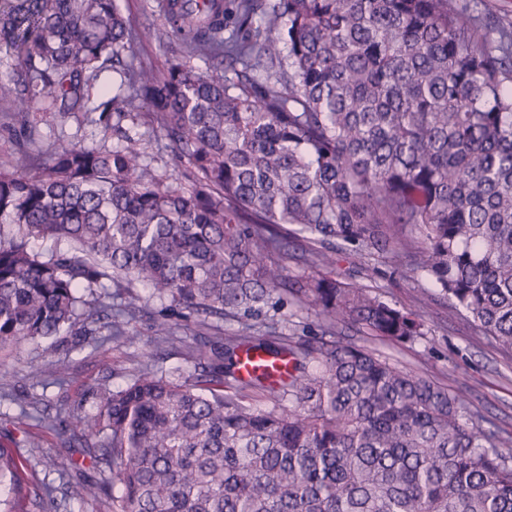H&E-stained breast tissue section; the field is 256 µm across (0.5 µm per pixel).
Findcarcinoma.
Wrapping results in <instances>:
<instances>
[{"mask_svg":"<svg viewBox=\"0 0 512 512\" xmlns=\"http://www.w3.org/2000/svg\"><path fill=\"white\" fill-rule=\"evenodd\" d=\"M166 2L158 42L208 70L135 60L116 0L0 4V49L25 71L0 82L5 111L81 112L112 60L125 90L92 111L148 106L185 164L167 185L129 138L59 145L34 174L0 167V378L43 339L126 341L140 282L198 333L191 374L145 363L84 398L70 439L112 469L119 512H512V434L337 338L425 335L419 311L342 277L353 253L424 277L512 355V18L486 0ZM295 256L314 273L288 275ZM112 286L117 309L95 297ZM303 310L321 338L294 340ZM28 468L0 448L13 512L39 497ZM66 496L109 500L89 477Z\"/></svg>","mask_w":512,"mask_h":512,"instance_id":"obj_1","label":"carcinoma"}]
</instances>
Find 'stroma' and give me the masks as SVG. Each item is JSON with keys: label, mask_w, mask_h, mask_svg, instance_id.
I'll use <instances>...</instances> for the list:
<instances>
[{"label": "stroma", "mask_w": 512, "mask_h": 512, "mask_svg": "<svg viewBox=\"0 0 512 512\" xmlns=\"http://www.w3.org/2000/svg\"><path fill=\"white\" fill-rule=\"evenodd\" d=\"M164 0H119L133 30V51L151 63L157 73L166 72L178 55L159 44L155 32L164 21ZM31 132L20 131L9 113L0 111V166L33 172V157L46 156L61 141L88 148H112L124 136L138 139L145 160L155 173L177 182L183 166L164 130L148 112L137 119H123L119 129L106 127L98 113L62 115L41 103L29 116ZM338 271L351 275L354 282L379 286L384 298L406 308H422L426 335L416 344L393 345L368 341L355 329L344 332L346 339L373 349L399 364L462 393L471 408L491 419L500 429L512 433V356H505L485 338L477 336L465 317L449 312L447 302L436 293L422 295L425 281L395 271L385 264L369 268L363 260L341 257ZM139 295L148 301V311L130 321L128 341L97 344L75 336H59L29 345L6 361L9 375L0 396V445L23 443V455L31 459L30 479L35 487L58 484L57 465L68 466L73 478L86 475L103 479L112 498H120L122 487L108 467L89 471L81 449L70 448L56 432L33 427L20 413L21 403L37 400L67 420H75L79 403L89 388L100 382L125 387L141 363L148 362L169 372L185 368L183 352L194 340L195 317H173V338L157 346L153 339V317L164 312L166 303L152 298L147 288ZM66 357L70 374L63 385L47 383L43 371L48 363Z\"/></svg>", "instance_id": "obj_1"}]
</instances>
